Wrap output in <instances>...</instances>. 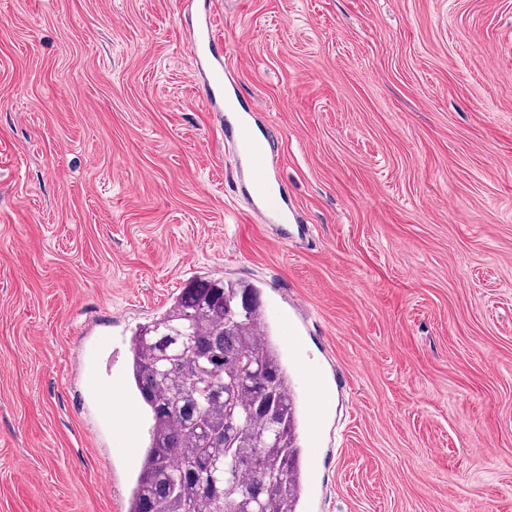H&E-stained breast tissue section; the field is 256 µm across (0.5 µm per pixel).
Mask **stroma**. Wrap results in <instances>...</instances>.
Returning a JSON list of instances; mask_svg holds the SVG:
<instances>
[{"label":"stroma","instance_id":"35a3bbf8","mask_svg":"<svg viewBox=\"0 0 512 512\" xmlns=\"http://www.w3.org/2000/svg\"><path fill=\"white\" fill-rule=\"evenodd\" d=\"M197 5L0 0V512H126L145 430L99 390L196 277L258 287L320 512H512V0H214L288 244L200 98Z\"/></svg>","mask_w":512,"mask_h":512}]
</instances>
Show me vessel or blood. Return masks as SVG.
Listing matches in <instances>:
<instances>
[{
	"label": "vessel or blood",
	"instance_id": "obj_1",
	"mask_svg": "<svg viewBox=\"0 0 512 512\" xmlns=\"http://www.w3.org/2000/svg\"><path fill=\"white\" fill-rule=\"evenodd\" d=\"M224 40L217 22L208 12H200L192 31L190 65L202 79V99L209 109L221 112L224 142L231 145L240 157L238 177L241 191L251 212L259 222L276 227L278 242L285 243L295 233L304 232L297 222V211L281 183L269 172L266 135L254 132L255 114L236 111L229 91L224 85Z\"/></svg>",
	"mask_w": 512,
	"mask_h": 512
}]
</instances>
